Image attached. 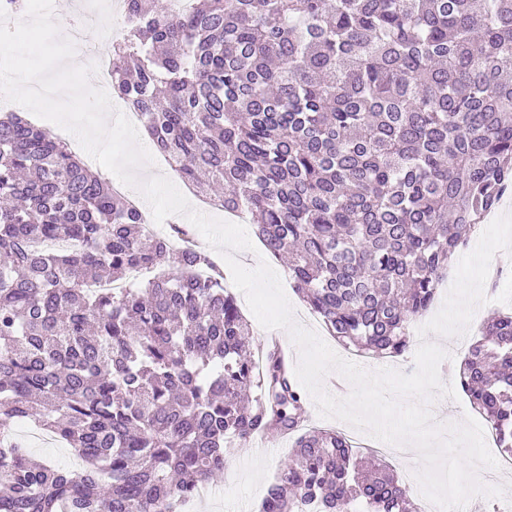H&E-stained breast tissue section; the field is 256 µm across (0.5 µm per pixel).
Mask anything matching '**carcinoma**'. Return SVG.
<instances>
[{
	"instance_id": "obj_1",
	"label": "carcinoma",
	"mask_w": 512,
	"mask_h": 512,
	"mask_svg": "<svg viewBox=\"0 0 512 512\" xmlns=\"http://www.w3.org/2000/svg\"><path fill=\"white\" fill-rule=\"evenodd\" d=\"M112 93L344 349L394 357L512 189V0H129ZM157 269L116 292L96 284ZM212 257L173 252L49 131L0 115V512H184L233 442L293 439L259 512H415L387 465L308 424ZM457 376L512 454V314ZM31 420L77 471L34 460ZM488 225H489V223H487V221L485 222V224L482 223V225L480 226V229L477 231V233H475L469 239V241L466 244V246L463 247V249L457 254L456 259H455V261L452 264V267L450 269H448V274L449 275H448L447 288H441V290H440L441 293L439 295V298L437 299L436 303L431 308V310L428 312V314L425 317H423V319H425V318L431 319L439 311V309L442 307L443 302H444L445 297H446V294H447V292H448V290H449V288H450V286H451V284H452V282L454 280L455 270H456L457 263H458L459 259L463 255L471 252L475 248L481 233L483 232V230Z\"/></svg>"
}]
</instances>
